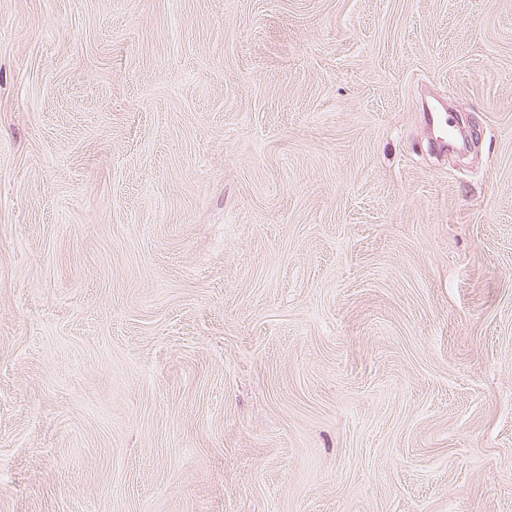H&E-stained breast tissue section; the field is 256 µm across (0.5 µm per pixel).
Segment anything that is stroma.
<instances>
[{"instance_id": "1", "label": "stroma", "mask_w": 512, "mask_h": 512, "mask_svg": "<svg viewBox=\"0 0 512 512\" xmlns=\"http://www.w3.org/2000/svg\"><path fill=\"white\" fill-rule=\"evenodd\" d=\"M0 512H512V0H0ZM429 129L436 132V144L439 149L446 150L448 147V139L453 136L454 124L448 110L442 106H432L428 108ZM448 131L452 135L448 138Z\"/></svg>"}]
</instances>
